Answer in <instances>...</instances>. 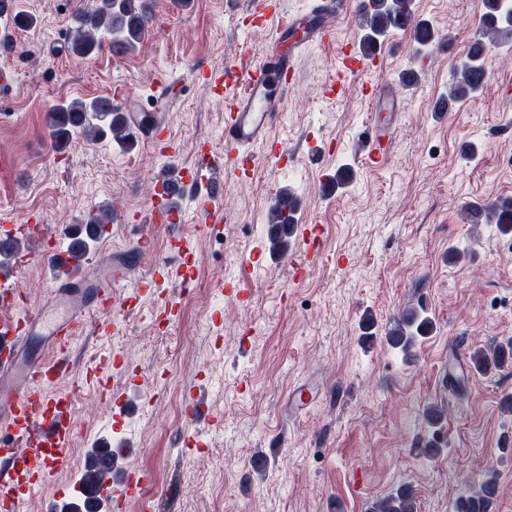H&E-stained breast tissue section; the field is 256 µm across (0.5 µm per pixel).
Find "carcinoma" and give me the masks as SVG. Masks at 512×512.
Listing matches in <instances>:
<instances>
[{
	"label": "carcinoma",
	"instance_id": "cac0c4a2",
	"mask_svg": "<svg viewBox=\"0 0 512 512\" xmlns=\"http://www.w3.org/2000/svg\"><path fill=\"white\" fill-rule=\"evenodd\" d=\"M149 0H95V5L76 17V26L70 30L68 49L78 57H89L102 50L104 40L109 46L129 49L140 40L151 19ZM413 0H367L360 14V27L364 31L362 50L372 52L378 38L397 29L413 17ZM479 25L481 38L470 47L465 60L453 69V81L448 95L439 104L448 108L470 98L481 88L486 74L484 56L487 45L483 38L496 42H512V4L508 0H480ZM125 117L121 108L107 105V98L75 99L55 105L46 112L45 130L53 144L62 148L76 136L90 140L110 137L120 145L129 144L130 134L124 127ZM298 200L291 193H281L272 210L270 223L281 227L283 235H291L296 224ZM472 223L486 221L495 224L502 233H512V198H501L483 205H468ZM112 221L108 212L88 216L84 224L91 228L87 235L96 240L94 230ZM433 331V322L421 304L403 309L394 324L385 333L386 343L400 350L405 356L422 338ZM475 370L488 372L512 362V342L500 344L490 351L478 350L471 356ZM497 492L494 478L483 480L478 486L461 494L454 502L453 512H488V506ZM369 512H416V496L407 484L374 503Z\"/></svg>",
	"mask_w": 512,
	"mask_h": 512
}]
</instances>
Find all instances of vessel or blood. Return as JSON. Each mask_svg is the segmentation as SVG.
Instances as JSON below:
<instances>
[{"instance_id":"b4317fda","label":"vessel or blood","mask_w":512,"mask_h":512,"mask_svg":"<svg viewBox=\"0 0 512 512\" xmlns=\"http://www.w3.org/2000/svg\"><path fill=\"white\" fill-rule=\"evenodd\" d=\"M364 0H312L309 8L283 13L278 7L261 13V23L272 26L266 46L247 67L229 64L215 74L203 75L210 88L228 91L224 117V153L200 147L202 164L194 171L179 170L158 176L155 194L146 221L169 229V243L177 255L191 254L192 246L173 232L184 212L189 195L188 183L203 182L205 193L198 209L202 223L224 220L220 200L224 180L245 177L252 171L258 149L268 150L276 162H283L290 151L271 136L280 122L284 103L294 88L296 66L302 54L312 47H329L336 42V21L347 17ZM380 57L344 48L335 74L327 85L329 94L343 96L346 83L361 73L377 69ZM364 92L377 116L367 123L363 138L369 160L384 159L400 118L401 100L392 84L372 83ZM124 115L132 132L159 146L176 150L158 113L141 111L134 99H127ZM20 236L15 226H0V251L9 261L0 264V299H13L12 285L27 262L19 251ZM83 238L71 234L67 247H52L42 257L57 276L52 283L54 298L63 308L48 315L35 310L20 316L0 317V512H18L25 493L46 486L65 460L77 433L72 413L76 390H66L62 381L73 370L70 345L86 330L106 334L116 324L113 308L132 309L142 295H161L159 312L173 316L175 305L164 297V286L186 279L184 266L162 260L148 275H138L144 256L151 252V233H138L129 249L112 252L99 266L79 265L77 255ZM320 257L319 239L312 229L300 230L290 260L297 270L312 267ZM48 342L52 358L30 355L33 340ZM123 359H103L101 367L87 369L86 380L95 383L103 396L112 399L124 415L138 406L126 395L112 391L104 368L121 369ZM122 449L99 453L84 470L76 490L85 512H115L127 497L140 492L147 482L145 473L130 468L117 470Z\"/></svg>"}]
</instances>
